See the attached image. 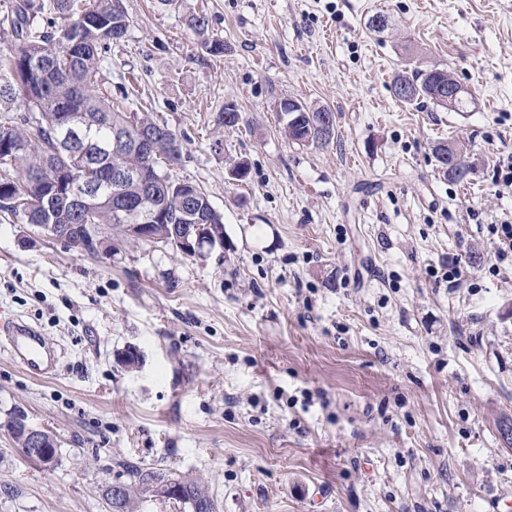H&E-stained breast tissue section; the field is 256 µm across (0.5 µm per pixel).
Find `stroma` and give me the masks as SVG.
Segmentation results:
<instances>
[{"label": "stroma", "instance_id": "stroma-1", "mask_svg": "<svg viewBox=\"0 0 512 512\" xmlns=\"http://www.w3.org/2000/svg\"><path fill=\"white\" fill-rule=\"evenodd\" d=\"M115 105L182 143L173 180L224 216V254L64 249L0 211V309L55 343V375L0 352V512H106L122 464L205 481L217 512H492L512 500V0H124ZM209 16L212 56L188 25ZM386 18L385 28L371 19ZM438 66L467 111L400 103ZM336 114L285 139L278 103ZM238 127L218 122L226 103ZM470 148L468 183L433 147ZM247 161L245 181L229 176ZM458 262L449 287L439 272ZM139 366H122L128 348ZM55 436L28 461L15 411ZM325 109H323V111L327 112H320L321 110L318 112H306L302 110L300 113L305 112L309 115V117L311 114V118L308 120L306 117L301 115L299 116V122H289L288 115L286 116L285 112L280 111V116L284 120L283 132L285 137L289 141L291 140L292 143L301 145H306L310 142L321 144L329 143L332 138H324L322 134L324 136H328L330 132H333V126L331 124H327V120L324 119V121L321 123V134L318 121L320 120L321 116L324 115L331 119L334 126H336V115L330 109ZM489 232L495 237L497 251L496 259L499 262L510 257L512 258V224H492L489 227Z\"/></svg>", "mask_w": 512, "mask_h": 512}]
</instances>
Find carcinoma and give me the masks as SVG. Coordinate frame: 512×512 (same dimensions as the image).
Instances as JSON below:
<instances>
[{
	"label": "carcinoma",
	"instance_id": "1",
	"mask_svg": "<svg viewBox=\"0 0 512 512\" xmlns=\"http://www.w3.org/2000/svg\"><path fill=\"white\" fill-rule=\"evenodd\" d=\"M54 9L63 24L52 32L37 26L36 18L42 10L37 0H9L0 19L14 37L7 51L0 50V106H4L0 109V211L32 226L93 224L98 234L91 236L79 231L64 247L98 257V241L106 254L117 250L107 235L108 228L119 229L125 243L141 242L126 233L125 211L140 203L142 193L139 185L131 183L118 196L99 195L82 208L71 202L69 184L72 177L80 178L82 174L74 168L72 147L63 140V136L70 134L68 117L86 116L92 123L86 139L98 144L112 140L113 129L117 127H133L132 117L145 125L152 119L144 112L114 108L112 89H103L99 84L104 54L128 35L122 0H54ZM189 25L201 38L206 53L224 52V42L208 36L206 12L191 16ZM452 77L448 69L438 67L409 75L403 72L393 80V94L404 104L426 99L450 112H462L467 97L460 98L452 107L433 97L437 84ZM403 86L410 88L409 95L400 93ZM323 115L336 121L330 110L313 112L309 119L301 115L297 122L281 115L285 137L301 145L330 142L318 126ZM433 153L440 173L457 183L469 182L474 164L468 160L464 144L440 142ZM170 159L167 141L160 142L151 156L130 151L98 152L93 155L90 176L105 180L117 168L147 166L156 170L163 184L157 187V195L150 202L162 207L167 224H182L183 205L169 190L172 179L166 169ZM195 204L199 223L224 224V216L200 189ZM159 475L161 472L152 467H127L121 512H136L139 501L146 496V477ZM180 482L183 491L196 500L200 512H216L215 502L203 482L183 478Z\"/></svg>",
	"mask_w": 512,
	"mask_h": 512
}]
</instances>
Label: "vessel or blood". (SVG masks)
Returning <instances> with one entry per match:
<instances>
[{"instance_id": "vessel-or-blood-1", "label": "vessel or blood", "mask_w": 512, "mask_h": 512, "mask_svg": "<svg viewBox=\"0 0 512 512\" xmlns=\"http://www.w3.org/2000/svg\"><path fill=\"white\" fill-rule=\"evenodd\" d=\"M0 348L6 349L12 360L31 377L52 375L57 368L55 348L35 326L16 315L0 314Z\"/></svg>"}]
</instances>
